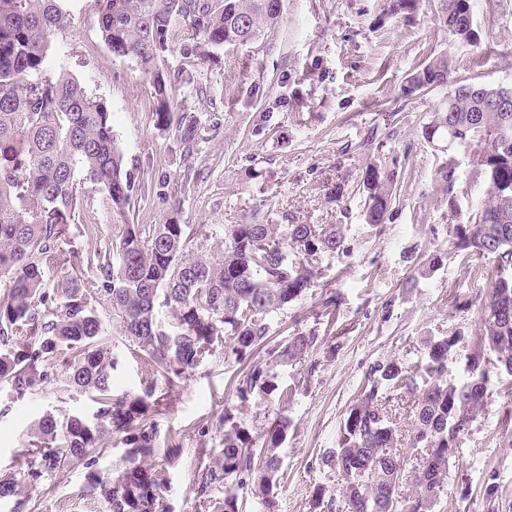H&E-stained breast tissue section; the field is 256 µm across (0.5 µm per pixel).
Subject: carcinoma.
I'll list each match as a JSON object with an SVG mask.
<instances>
[{"mask_svg": "<svg viewBox=\"0 0 512 512\" xmlns=\"http://www.w3.org/2000/svg\"><path fill=\"white\" fill-rule=\"evenodd\" d=\"M97 24L112 57L132 59L150 77L155 119L169 124L176 89L186 81L167 70L172 28L188 23L192 42L183 53L203 60L224 46L260 39L279 18V0H96ZM420 0H383L390 15L415 12ZM444 27L455 40H478L471 0H441ZM68 21L65 0H0V383L16 398L55 380L62 367L65 388L95 394L93 419H63L45 413L17 450L25 470L0 476V500L35 489L72 467L86 469L102 512H172L166 502L170 445L157 460V417L168 410L170 392L217 349L243 369L234 379L244 404L257 395L291 399L297 389L276 383L277 369L304 364L324 337L337 331L336 295L320 299L315 326L272 340L271 315L317 286L322 259L349 250L340 224L224 225V251L213 257L211 235L192 224H125L116 253L82 246L89 229L75 223L82 190L104 191L112 210L130 208L135 187L105 104L91 97L64 64L47 75L54 32ZM444 90L423 127L424 140L476 146L473 168L487 183L489 200L478 222L457 224L455 250L467 258L491 255L496 266L485 305L482 334L473 341L468 375L448 379V358L461 333L428 336L420 376L398 357L370 367L367 384L350 405L336 447L321 458L342 488L332 495L317 487L310 512H434L464 436L488 404L490 368L512 372V87L474 78L451 79L441 54L407 74L401 97ZM186 151L199 140L196 116L184 112L176 125ZM403 171L392 156L366 167L365 222L392 219ZM456 168L436 172L442 192L456 183ZM442 256L433 253L404 285L432 276ZM122 319L130 353L154 369L141 392L116 396L112 371L118 360L104 342L99 301ZM168 309L173 323L158 319ZM422 383H417V379ZM414 411L410 447L427 448L418 475L401 478L394 419ZM288 417L268 423L257 444L239 413L224 408L215 424L198 429L221 438L220 447L201 443L192 491L201 512H245L239 491L250 486L266 512H274L279 485V449ZM122 446L112 475L97 468L96 451Z\"/></svg>", "mask_w": 512, "mask_h": 512, "instance_id": "carcinoma-1", "label": "carcinoma"}]
</instances>
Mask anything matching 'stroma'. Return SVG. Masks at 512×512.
Masks as SVG:
<instances>
[{
	"label": "stroma",
	"mask_w": 512,
	"mask_h": 512,
	"mask_svg": "<svg viewBox=\"0 0 512 512\" xmlns=\"http://www.w3.org/2000/svg\"><path fill=\"white\" fill-rule=\"evenodd\" d=\"M436 7L437 0H421L416 13L390 17L383 14L381 0H281L277 23L259 41L224 47L206 61L180 55L189 34L185 26L174 27L170 38L177 51L169 68L189 73L178 105L201 123L189 169L181 160L175 126L155 122L151 79L136 62L109 52L95 22V0H68L70 21L54 37L61 57L49 59V66L65 60L87 92L106 105L127 170L136 184L150 189L121 215L113 212L106 193L86 190L76 222L92 229V245L117 243L122 225L169 218L204 234L246 222L347 227L350 253L324 258L318 292L272 316L274 339L308 329L326 290L337 295L342 333L327 337L313 352L315 373L300 365L280 370L281 385L298 389L292 400L255 397L242 410L259 442L266 417L283 414L290 420L280 449L277 512H309L315 487L336 491L341 479L322 466L321 457L336 446L370 366L387 357L418 365L424 337L459 331L464 340L448 360V377L458 380L465 377L466 357L483 330L495 261L490 256L467 259L452 240L455 225L474 223L488 199L487 185L473 174L472 147L439 152L423 141L422 127L441 94L404 99L400 87L413 67L441 53L450 57L456 77L512 86V0H474L476 44L455 41ZM389 112L399 113L400 122L388 141L372 131L383 128ZM382 154L404 159L413 176L398 185L392 220L373 227L364 219L361 176L366 164ZM446 159L458 170L448 196L436 183V170ZM341 180L348 188L344 200L329 203L328 188ZM437 251L443 257L440 269L417 288L405 289L417 264ZM459 299L468 303V311L456 310ZM98 310L119 359L112 373L114 392H140L150 365L131 357L111 306L103 302ZM238 370L216 354L172 393L169 410L158 420L161 437L173 435L180 442L165 493L173 512H196L197 427L215 422L225 406L235 405L229 385ZM487 389V408L463 439L455 462L470 496L461 500L454 487H446L437 512H512V443L498 424L500 404L512 400V374L491 372ZM96 409L91 395L65 391L58 380L18 401L0 386V475L24 469L16 450L44 413L89 419ZM489 470L500 482L492 500L482 488ZM22 505L30 512H99L81 468L0 502V512Z\"/></svg>",
	"instance_id": "35a3bbf8"
}]
</instances>
